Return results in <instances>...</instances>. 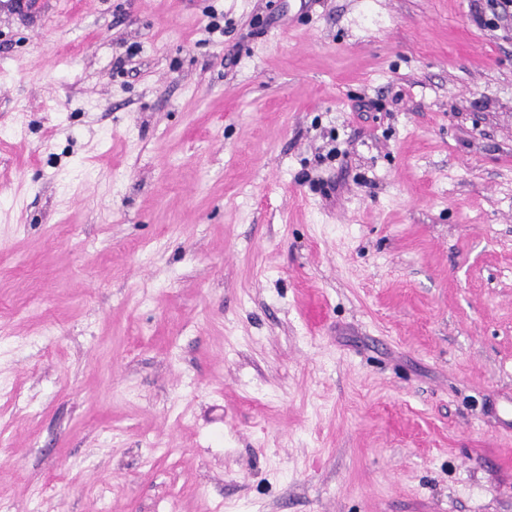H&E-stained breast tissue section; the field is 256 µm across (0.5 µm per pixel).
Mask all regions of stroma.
Masks as SVG:
<instances>
[{"mask_svg": "<svg viewBox=\"0 0 512 512\" xmlns=\"http://www.w3.org/2000/svg\"><path fill=\"white\" fill-rule=\"evenodd\" d=\"M38 2L0 0L8 512H512V22Z\"/></svg>", "mask_w": 512, "mask_h": 512, "instance_id": "1", "label": "stroma"}]
</instances>
